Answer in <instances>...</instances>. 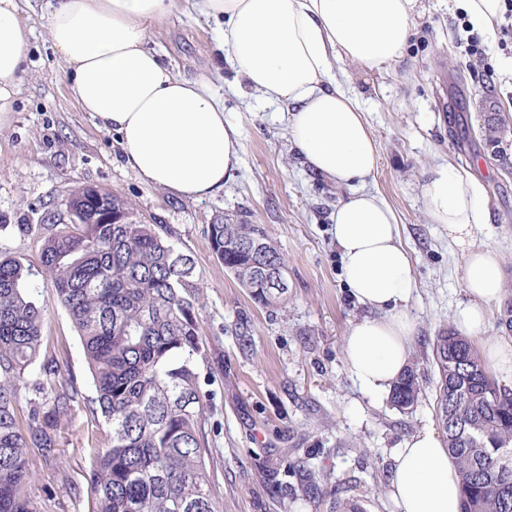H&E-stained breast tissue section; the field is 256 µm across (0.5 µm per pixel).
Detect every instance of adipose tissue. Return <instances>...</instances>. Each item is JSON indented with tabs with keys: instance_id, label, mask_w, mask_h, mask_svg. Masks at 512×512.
<instances>
[{
	"instance_id": "adipose-tissue-1",
	"label": "adipose tissue",
	"mask_w": 512,
	"mask_h": 512,
	"mask_svg": "<svg viewBox=\"0 0 512 512\" xmlns=\"http://www.w3.org/2000/svg\"><path fill=\"white\" fill-rule=\"evenodd\" d=\"M181 0H56L46 27L67 67L82 111L116 133L122 154L143 182L181 198L202 199L223 188L240 163L241 133L225 121L223 103L203 82L175 77L145 36ZM221 32L218 50L265 101L284 104L288 132L316 173L350 193L331 216L343 282L374 318L343 338L346 364L369 393L391 390L405 370L416 321L407 310L415 289L411 257L391 208L357 189L378 165V146L355 94L336 78L348 61L367 71L401 59L418 0H189ZM33 28L19 0H0V128L25 71ZM431 223L448 230L463 257L465 297L454 329L480 340L489 370L512 383V338L491 337L487 322L504 293L498 251L480 240L489 222L482 185L452 166L425 173ZM390 495L398 512H460L459 474L446 446L423 429L398 448Z\"/></svg>"
}]
</instances>
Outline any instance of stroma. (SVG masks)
Returning <instances> with one entry per match:
<instances>
[{"label": "stroma", "instance_id": "obj_1", "mask_svg": "<svg viewBox=\"0 0 512 512\" xmlns=\"http://www.w3.org/2000/svg\"><path fill=\"white\" fill-rule=\"evenodd\" d=\"M47 4H22L34 37L11 121L0 128V256L38 265L40 238L20 225L63 213L68 195L83 185L118 194L147 223L169 225L200 279L199 324L213 375L207 430L224 512H336L337 502L351 500L364 512H397L388 493L393 458L414 432L438 427L426 356L464 297L462 257L426 213L428 167L448 163L481 182L491 214L482 238L498 250L503 296L512 298V164L484 140L491 113L512 114V52L487 35V65L470 63L459 45L457 0H421L401 60L372 72L341 65L379 148L366 187L393 209L413 260L416 291L407 308L418 333L409 360L426 397L403 413L389 395L362 391L343 358L350 326L374 314L349 295L333 238L331 214L349 190L302 160L285 106L263 101L219 62L213 24L179 14L155 24L146 47L174 74L205 80L241 132V163L222 190L200 200L173 196L144 183L116 135L81 111L51 50ZM217 221L265 228L288 261L286 305L254 304L225 272L208 239ZM39 300L49 351L66 363L82 396H91L78 334L51 280H41ZM58 435L53 458L30 452L32 493L41 496L50 485L47 512H89L85 455L98 431L77 407ZM292 460L303 461L304 470L288 472Z\"/></svg>", "mask_w": 512, "mask_h": 512}]
</instances>
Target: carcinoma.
<instances>
[{
  "label": "carcinoma",
  "instance_id": "carcinoma-1",
  "mask_svg": "<svg viewBox=\"0 0 512 512\" xmlns=\"http://www.w3.org/2000/svg\"><path fill=\"white\" fill-rule=\"evenodd\" d=\"M512 119L488 120L486 144L506 160ZM74 221L19 226L42 238L40 265L0 257V512H44L31 494L28 449L49 457L55 421L80 403L68 370L41 357L49 278L76 328L95 396L85 415L101 436L88 449L90 512H224L206 429L212 376L197 318L199 276L165 224H147L122 197L96 186L66 201ZM212 253L255 304L276 308L288 263L255 224H211ZM433 410L461 481L462 512H512V390L488 372L474 343L450 328L433 338ZM38 399L19 410L21 388ZM423 395L416 368L390 393L400 411Z\"/></svg>",
  "mask_w": 512,
  "mask_h": 512
}]
</instances>
